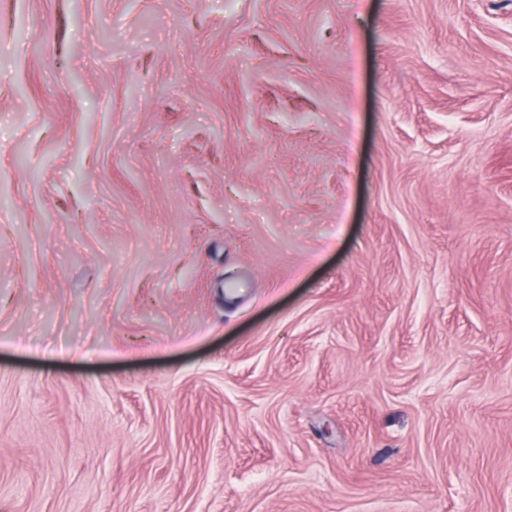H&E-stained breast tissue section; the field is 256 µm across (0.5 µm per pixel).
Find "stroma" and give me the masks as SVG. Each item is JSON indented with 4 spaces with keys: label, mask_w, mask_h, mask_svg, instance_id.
<instances>
[{
    "label": "stroma",
    "mask_w": 512,
    "mask_h": 512,
    "mask_svg": "<svg viewBox=\"0 0 512 512\" xmlns=\"http://www.w3.org/2000/svg\"><path fill=\"white\" fill-rule=\"evenodd\" d=\"M0 512H512V0H0Z\"/></svg>",
    "instance_id": "obj_1"
}]
</instances>
